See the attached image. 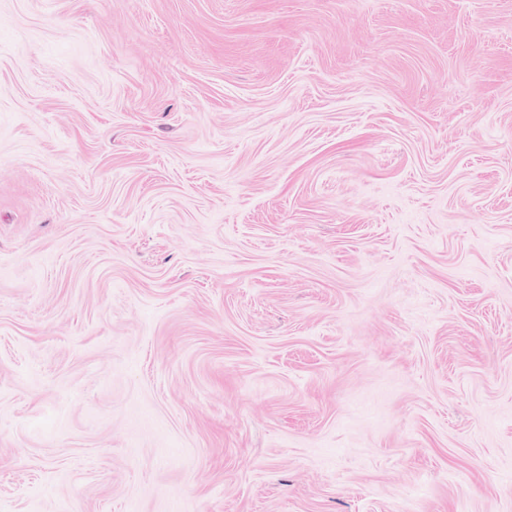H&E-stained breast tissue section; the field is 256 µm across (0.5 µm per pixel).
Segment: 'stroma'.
<instances>
[{"instance_id":"stroma-1","label":"stroma","mask_w":512,"mask_h":512,"mask_svg":"<svg viewBox=\"0 0 512 512\" xmlns=\"http://www.w3.org/2000/svg\"><path fill=\"white\" fill-rule=\"evenodd\" d=\"M0 512H512V0H0Z\"/></svg>"}]
</instances>
